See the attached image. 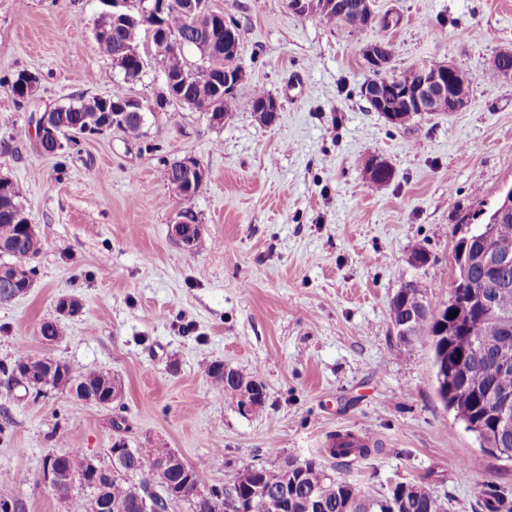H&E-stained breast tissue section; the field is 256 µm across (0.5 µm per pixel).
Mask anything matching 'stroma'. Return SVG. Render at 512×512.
<instances>
[{
  "instance_id": "stroma-1",
  "label": "stroma",
  "mask_w": 512,
  "mask_h": 512,
  "mask_svg": "<svg viewBox=\"0 0 512 512\" xmlns=\"http://www.w3.org/2000/svg\"><path fill=\"white\" fill-rule=\"evenodd\" d=\"M241 45L240 106L223 124L188 106L148 117L141 140L119 129L85 137L66 161L29 135L39 113L72 96H109L121 77L94 26L103 0H0V172L18 185L42 240L35 282L0 305V365L49 355L110 373L123 390L103 407L52 392L41 398L0 375V500L17 512H66L44 469L78 448L109 465L113 442L170 448L202 486L252 465L318 459L373 499L397 483H430L448 512H485L487 487L512 495V461L485 453L438 394L428 345L403 342L390 301L428 251L433 299L456 276L460 229L485 223L512 187V77L491 66L512 47V0H373L396 27L350 31L287 0H210ZM392 46L396 68L450 61L471 80L470 103L399 127L361 94L364 48ZM132 95L153 103L164 71L150 38ZM35 74L16 103L3 79ZM278 98L273 125L245 102ZM198 158L207 180L192 205L202 225L195 253L170 236L184 200L167 161ZM393 178L372 189L369 158ZM81 300L60 317L61 297ZM59 320L62 342L39 328ZM212 361L266 387L241 414L204 373ZM349 430L379 451L352 462L326 453Z\"/></svg>"
}]
</instances>
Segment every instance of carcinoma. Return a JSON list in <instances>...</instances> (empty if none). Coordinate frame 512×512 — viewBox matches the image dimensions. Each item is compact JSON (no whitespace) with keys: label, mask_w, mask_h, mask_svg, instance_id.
<instances>
[{"label":"carcinoma","mask_w":512,"mask_h":512,"mask_svg":"<svg viewBox=\"0 0 512 512\" xmlns=\"http://www.w3.org/2000/svg\"><path fill=\"white\" fill-rule=\"evenodd\" d=\"M182 0H170L163 14L165 31L174 38L192 43L201 37L213 36L214 51L202 64L194 65L181 53L164 55L162 61L168 72L179 75L193 70L196 76L183 83L177 91L180 103L198 111L211 105L229 118L238 109L236 94L220 93L224 87V75L241 71L240 54L224 52V34L216 33L217 13L208 6L192 15L180 9ZM319 16L329 25L359 30L368 24L364 0H317ZM106 27V33L96 37L101 53L109 58L140 43L143 28L135 27L123 18L96 22V27ZM141 67L133 61L123 74V83L113 88L108 97L79 95L50 111V121L65 129H83L90 120L101 124L105 130L114 127L132 138L144 136L146 115L132 112L124 118L112 120V103L127 95L126 85L140 78ZM170 169L169 181L179 184V195L188 203L201 191L204 181L195 172L174 160L166 164ZM28 213L18 187L0 186V257L9 261L4 266L17 271L20 277L0 284V303L13 301V296L29 290L27 273L33 271L32 261L39 255L42 242L35 233L24 229ZM492 247L502 255L512 256V219L495 224ZM457 276L473 288L464 294H491L498 306L512 314V265L491 276L478 264L462 265L460 250H455ZM404 287L397 290L391 300V310L399 313L412 311L415 319L408 324L410 341L429 344L436 366L438 391L445 407L453 410L464 423L472 424L489 415L487 396L493 393L512 395V371L507 373L496 367L493 355L482 353L469 345V339L477 340L487 331L484 311L474 305L466 313H458L457 304L448 299L434 304L428 296V285L419 276V266ZM457 316L451 318L449 314ZM39 334L43 341L56 343L64 337L61 325L45 321ZM464 362L467 375L455 373L458 362ZM57 360L46 356H21L11 366L0 367V373L9 382L19 383L23 374H33L43 391L70 394L80 400L90 397L98 406L108 405L112 393V376L100 371H81L68 364L54 367ZM211 385L224 395L241 401L243 391L263 383L243 375L237 370L224 371V363L215 361L206 368ZM336 459L366 458L375 449L357 435L346 432L330 435V448L326 449ZM45 466L79 478L91 471L86 453L74 449L63 454H49ZM109 477L101 484L88 483L89 491L84 498L72 494L73 484L61 481L53 485L57 495L68 503V512H140L139 501L150 496L153 512H169L175 505H182L187 512H240L242 504H251L252 512H447L437 495L427 483H398L382 500L366 496L362 488L345 478L331 477L315 458L301 461L284 459L276 467L252 466L244 469L238 485V497L229 494L224 486H212L203 496L195 494L200 484L197 472L183 457L170 448H155L144 456H129L106 468ZM288 486V501L279 498L280 488ZM483 507L487 512H512V503L497 490L486 494Z\"/></svg>","instance_id":"cac0c4a2"}]
</instances>
